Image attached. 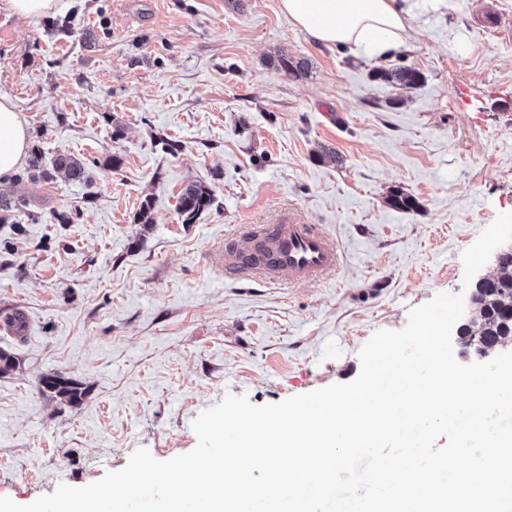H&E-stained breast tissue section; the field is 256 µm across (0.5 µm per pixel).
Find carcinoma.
Segmentation results:
<instances>
[{"label": "carcinoma", "mask_w": 512, "mask_h": 512, "mask_svg": "<svg viewBox=\"0 0 512 512\" xmlns=\"http://www.w3.org/2000/svg\"><path fill=\"white\" fill-rule=\"evenodd\" d=\"M373 79H382L407 88H413L423 80V74L413 67H400L394 70H377ZM54 168L65 170L71 177L82 179L85 169L72 158L61 155L54 160ZM27 176L48 180L50 171L44 166L40 152L33 153L28 167ZM213 203L210 188L201 183L186 185L179 194L177 212L185 224L193 223L196 218ZM388 204L401 211L418 209L417 199L400 188L390 190ZM473 294L475 301L470 318L461 323L460 336L464 342L480 341L484 346H495L499 343L512 345V257L502 263L501 272L490 282H477ZM58 385L49 392L61 397L67 404L74 406L82 402L84 391L79 384L57 377Z\"/></svg>", "instance_id": "obj_1"}]
</instances>
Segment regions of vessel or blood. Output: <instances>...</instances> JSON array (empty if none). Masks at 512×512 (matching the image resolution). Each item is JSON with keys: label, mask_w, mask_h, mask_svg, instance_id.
I'll use <instances>...</instances> for the list:
<instances>
[{"label": "vessel or blood", "mask_w": 512, "mask_h": 512, "mask_svg": "<svg viewBox=\"0 0 512 512\" xmlns=\"http://www.w3.org/2000/svg\"><path fill=\"white\" fill-rule=\"evenodd\" d=\"M230 274L275 285L315 282L333 275L343 255L326 233L295 214L275 224H249L227 245Z\"/></svg>", "instance_id": "obj_1"}]
</instances>
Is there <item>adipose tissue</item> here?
<instances>
[{
    "label": "adipose tissue",
    "instance_id": "ef3b65f1",
    "mask_svg": "<svg viewBox=\"0 0 512 512\" xmlns=\"http://www.w3.org/2000/svg\"><path fill=\"white\" fill-rule=\"evenodd\" d=\"M280 7L317 42L357 55L385 56L403 42L407 0H280ZM28 124L0 93V180L14 175L28 150Z\"/></svg>",
    "mask_w": 512,
    "mask_h": 512
}]
</instances>
